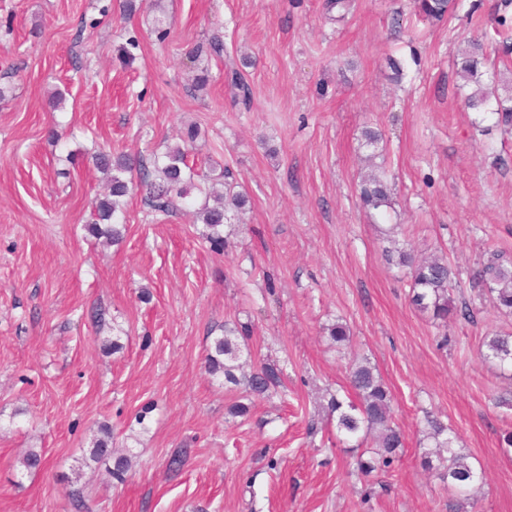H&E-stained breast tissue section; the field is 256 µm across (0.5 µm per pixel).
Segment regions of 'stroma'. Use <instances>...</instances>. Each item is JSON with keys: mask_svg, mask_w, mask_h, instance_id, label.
<instances>
[{"mask_svg": "<svg viewBox=\"0 0 512 512\" xmlns=\"http://www.w3.org/2000/svg\"><path fill=\"white\" fill-rule=\"evenodd\" d=\"M500 23L512 29V0H457L440 22L415 0H351L342 19L327 0H144L126 21L119 0H0V512H71L75 485L90 512H512V448L500 445L512 371L484 346L512 333V315L472 282L492 253L512 258V130L465 108L456 74L478 38L512 64L487 37ZM216 33L227 53L206 57L210 83L194 90L187 55ZM131 38L127 68L116 50ZM244 53L247 112L225 82ZM191 123L198 164L230 168L251 200L224 228L232 252L138 194L122 244L91 237L106 185L91 154L146 158ZM369 156L392 187L383 218L360 196ZM389 224L397 247L448 258L469 318L441 326L412 305L385 256ZM227 321L251 324L252 351L284 371L285 392L255 399L247 418L227 413L242 388L204 367ZM337 322L350 330L343 353L327 334ZM116 324L119 351L107 344ZM350 358L369 359L398 404L406 446L386 474L351 475L321 407ZM427 412L480 475L467 499L421 467ZM104 424L133 457L125 482L90 458ZM30 450L44 458L33 471L20 463Z\"/></svg>", "mask_w": 512, "mask_h": 512, "instance_id": "obj_1", "label": "stroma"}]
</instances>
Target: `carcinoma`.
I'll use <instances>...</instances> for the list:
<instances>
[{
  "label": "carcinoma",
  "mask_w": 512,
  "mask_h": 512,
  "mask_svg": "<svg viewBox=\"0 0 512 512\" xmlns=\"http://www.w3.org/2000/svg\"><path fill=\"white\" fill-rule=\"evenodd\" d=\"M451 0H417L418 13L431 21H441L449 11ZM482 47L469 44L456 63L457 71L466 81L479 83V65ZM187 59L197 70L195 87L200 89L209 81L208 67L203 63L201 51L190 52ZM226 80L234 104L249 108L250 90L236 65L227 69ZM465 107L481 109L496 117L504 128L512 127V94L490 95L482 90L466 95ZM199 136L198 126L189 125L182 132L180 142L165 146L150 162L139 161L140 191L145 205L156 213L167 215L179 209L193 212L196 223L203 226L201 238L217 255L228 252L231 243L224 235V226L239 219L249 204L247 194L237 190L228 167L212 166L201 174L191 160L194 143ZM92 163L106 175L107 191L95 198L94 222L85 225L87 232L114 245L126 237V197L133 193V163L125 154L99 152ZM361 197L364 204L374 210L390 205V189L377 174L362 180ZM388 260L408 270L411 302L429 313L431 319L443 325L448 319L465 315L455 296L456 273L443 257L419 258L413 251L394 247L387 251ZM493 305L500 311L512 314V262L505 263L493 257L485 263L476 277ZM251 325L224 323L223 333L213 338L206 355L207 371L224 376V383L235 387L244 385L245 399L263 398L283 387V370L270 363L256 364L251 360L248 340ZM486 357L502 369H512V335H495L485 340ZM347 379L353 394L327 391L329 415L336 416V436L358 449L368 437L374 445L368 452L352 456L349 466L357 476H367L374 471L387 472L404 447L403 431L394 422V399L382 378L367 363L351 361L346 367ZM421 460L423 465L436 472L448 490L466 492L479 474L467 461V456L454 448V439L448 436V426L438 418L425 415L422 421ZM102 437L96 440L91 451L95 462L112 461V477L123 482L130 470V460L116 455L110 448L112 431L107 425L100 428Z\"/></svg>",
  "instance_id": "carcinoma-1"
}]
</instances>
